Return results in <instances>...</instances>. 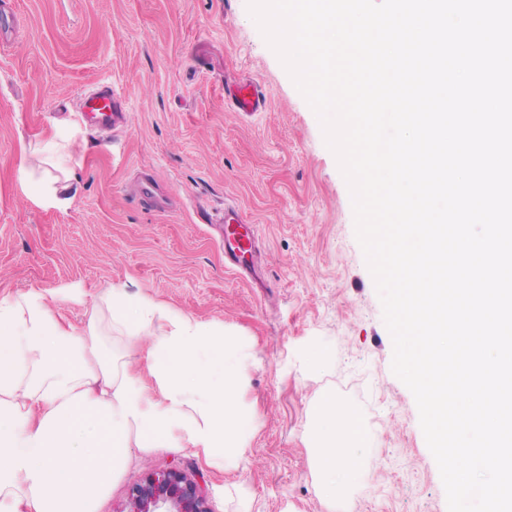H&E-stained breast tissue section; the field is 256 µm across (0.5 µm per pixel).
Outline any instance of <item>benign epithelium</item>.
Returning <instances> with one entry per match:
<instances>
[{
    "label": "benign epithelium",
    "instance_id": "1",
    "mask_svg": "<svg viewBox=\"0 0 512 512\" xmlns=\"http://www.w3.org/2000/svg\"><path fill=\"white\" fill-rule=\"evenodd\" d=\"M125 512H209L200 485L177 469L150 471L132 485Z\"/></svg>",
    "mask_w": 512,
    "mask_h": 512
}]
</instances>
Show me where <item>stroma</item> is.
<instances>
[{
	"instance_id": "stroma-1",
	"label": "stroma",
	"mask_w": 512,
	"mask_h": 512,
	"mask_svg": "<svg viewBox=\"0 0 512 512\" xmlns=\"http://www.w3.org/2000/svg\"><path fill=\"white\" fill-rule=\"evenodd\" d=\"M250 80L266 105L231 109ZM122 94L104 133L80 98ZM70 139L72 201L33 200L18 180L32 148ZM150 172L158 208L136 199ZM236 208L259 228L258 276L224 260L218 222ZM123 285L253 345L245 401L256 410L237 468L189 448L132 451L99 512H120L146 472L179 467L210 512H448L411 391L359 245L351 196L317 116L247 10V0H14L0 26V296L31 290L83 330ZM329 351L310 373L302 351ZM331 393L370 434L363 482L329 502L310 468L308 411Z\"/></svg>"
}]
</instances>
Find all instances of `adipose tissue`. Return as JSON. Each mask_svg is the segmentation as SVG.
Here are the masks:
<instances>
[{"label": "adipose tissue", "mask_w": 512, "mask_h": 512, "mask_svg": "<svg viewBox=\"0 0 512 512\" xmlns=\"http://www.w3.org/2000/svg\"><path fill=\"white\" fill-rule=\"evenodd\" d=\"M44 150L50 169L20 165L19 180L68 206L74 155ZM134 348L145 372L129 364ZM252 359L235 331L123 288L80 333L41 292L0 297V512H98L134 448H192L211 466H237L254 428L242 398ZM307 446L327 498L360 481L368 442L335 396L312 406Z\"/></svg>", "instance_id": "obj_1"}]
</instances>
